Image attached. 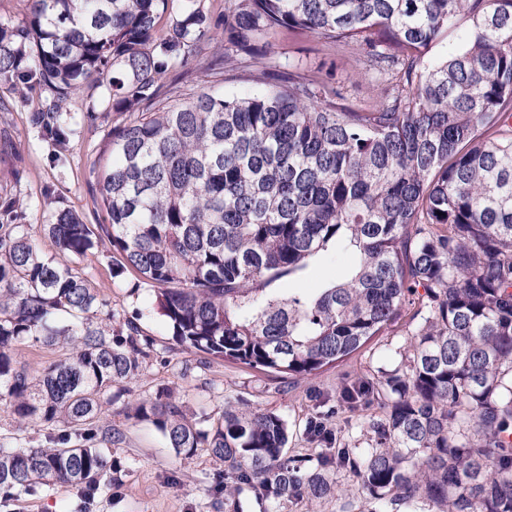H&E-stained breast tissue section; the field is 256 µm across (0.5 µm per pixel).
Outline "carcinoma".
Wrapping results in <instances>:
<instances>
[{"label":"carcinoma","instance_id":"cac0c4a2","mask_svg":"<svg viewBox=\"0 0 512 512\" xmlns=\"http://www.w3.org/2000/svg\"><path fill=\"white\" fill-rule=\"evenodd\" d=\"M27 2L23 24L0 23V84L53 93L30 115L41 136L67 141L65 106L90 79L125 119L92 169L107 223L59 210L42 225L50 258L29 229L0 224V401L19 428L60 427L42 447L0 442V489L94 496L118 470L97 422L150 342L112 328L73 268L107 241L154 288L148 311L180 347L270 373L315 376L415 308L402 366L340 393L352 411L382 410L363 453L290 455L288 423L260 408L193 418L170 394L130 408L176 454L223 461L225 497L253 488L272 512L329 499L353 512L335 478L346 471L372 512H512V0H225L221 19L202 0ZM277 29L356 47L376 107H347L281 61L266 41ZM452 34L457 47L427 58ZM205 45L204 70L249 92L165 85ZM339 247L359 256L344 280L316 295L272 287ZM28 340L65 354L34 377L14 358Z\"/></svg>","mask_w":512,"mask_h":512}]
</instances>
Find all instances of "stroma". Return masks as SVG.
<instances>
[{
    "mask_svg": "<svg viewBox=\"0 0 512 512\" xmlns=\"http://www.w3.org/2000/svg\"><path fill=\"white\" fill-rule=\"evenodd\" d=\"M269 41L279 56L289 57L302 69L332 70L336 84L343 88L345 105L363 112L376 105V84L351 47L332 50L312 36L288 31L270 36ZM51 99L46 90L22 99L0 84V133L16 145L15 151H0V200L19 201L17 221L28 225L45 257L54 255L56 247L41 227L53 221L57 209L69 208L92 226L102 223L104 214L92 190V167L120 120L109 107L106 87L89 82L67 105L73 117L71 132L66 145L58 147L41 139L30 123L31 113L45 109ZM121 261L112 247L99 246L77 260L75 268L105 301L106 311L114 316L113 327L135 322L140 335L154 343L139 376L102 409L101 425L119 434L107 451L121 461L123 470L96 495L93 506H85L76 488L57 485L1 501L0 512H262L254 492L244 491L235 502L225 499L224 466L206 450L182 459L167 448L151 422L127 418L128 403L163 391L173 392L197 413L218 414L228 403L273 411L288 423V448L293 455L312 447L306 426L316 417L332 431L337 446L361 452L370 448V425L380 419V410L350 412L339 405L338 392L354 377L400 366L408 346V324L375 337L361 352L315 377L278 376L182 350L163 319L145 310L152 287L135 271L120 270ZM354 262L352 251H330L289 285L319 291L342 277Z\"/></svg>",
    "mask_w": 512,
    "mask_h": 512,
    "instance_id": "obj_1",
    "label": "stroma"
}]
</instances>
